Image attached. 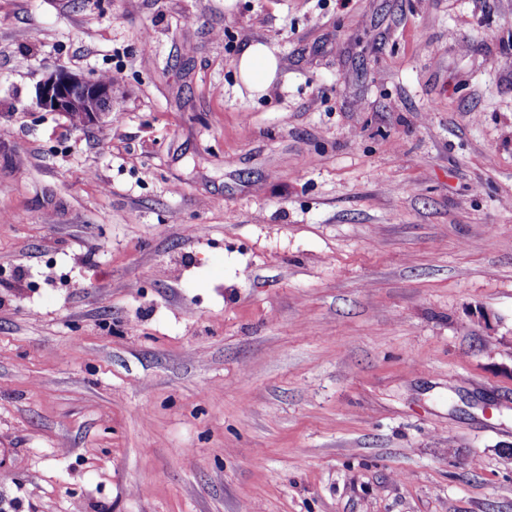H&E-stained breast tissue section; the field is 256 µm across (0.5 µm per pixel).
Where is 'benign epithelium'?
<instances>
[{
	"mask_svg": "<svg viewBox=\"0 0 512 512\" xmlns=\"http://www.w3.org/2000/svg\"><path fill=\"white\" fill-rule=\"evenodd\" d=\"M114 85L99 80H87L67 70L50 73L37 92L39 107L52 112H84L86 123L92 124L112 109Z\"/></svg>",
	"mask_w": 512,
	"mask_h": 512,
	"instance_id": "7a95c632",
	"label": "benign epithelium"
}]
</instances>
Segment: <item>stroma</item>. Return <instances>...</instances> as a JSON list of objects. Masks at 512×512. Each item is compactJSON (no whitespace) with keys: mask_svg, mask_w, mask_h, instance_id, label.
Here are the masks:
<instances>
[{"mask_svg":"<svg viewBox=\"0 0 512 512\" xmlns=\"http://www.w3.org/2000/svg\"><path fill=\"white\" fill-rule=\"evenodd\" d=\"M0 512H512V0H0ZM277 69V59L262 43L249 44L238 59L242 81L259 93H264L270 87ZM114 85L100 80H87L67 70L50 73L40 84L37 92L39 107L52 112L67 113L76 124H92L112 109ZM79 112H71V111Z\"/></svg>","mask_w":512,"mask_h":512,"instance_id":"stroma-1","label":"stroma"}]
</instances>
